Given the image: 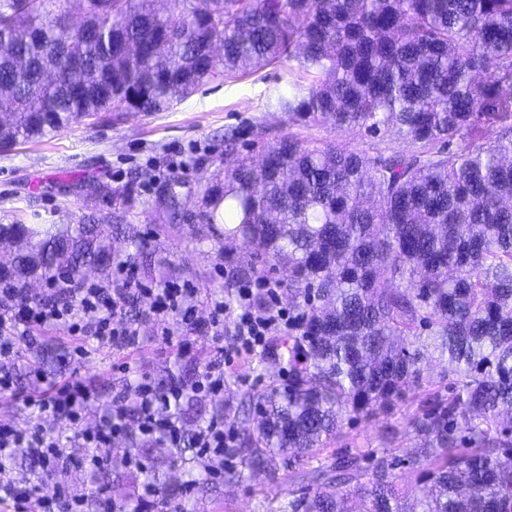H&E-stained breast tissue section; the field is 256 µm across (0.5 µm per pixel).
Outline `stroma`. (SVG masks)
Instances as JSON below:
<instances>
[{
    "label": "stroma",
    "instance_id": "1",
    "mask_svg": "<svg viewBox=\"0 0 512 512\" xmlns=\"http://www.w3.org/2000/svg\"><path fill=\"white\" fill-rule=\"evenodd\" d=\"M307 88L310 79L289 73L283 66H268L243 76L219 77L201 85L196 92L165 112L152 115L101 113L88 123L60 132L39 142L23 143L0 150V222L24 224H74L100 207L89 196L88 182L110 188H132L127 203L126 232L112 242L113 261L135 258V245L147 243L153 261H164L165 280L135 269L138 282L150 288L160 283L184 285L197 291L194 326L180 317L157 321L149 312L150 299L141 295L132 300L130 316L136 317L139 343L79 358L74 350L79 338L55 326L38 328L43 343H54L58 356L46 371L56 382L82 380L92 390L106 386L111 397L133 399L129 372L158 381L166 371L194 366L200 354L209 364H223L224 392L199 394L204 404L219 401L235 410L239 392L263 389L270 381L288 377L286 364L262 363L256 354L222 355L210 318L209 298L224 292V271L231 266L253 264L250 251L233 248L223 252L214 246L211 229L198 223L195 215L205 189L214 184L225 159L224 132L236 130L240 156H258L264 146L294 131L301 137L326 138L350 144L366 154H374L379 142L356 128L291 127L287 113L275 110L270 101L289 83ZM150 168L153 182L130 186L133 171ZM181 181L184 217L178 226L164 229L161 217L168 180ZM171 333L162 342L161 329ZM414 431L402 411L375 412L344 422L335 441L339 448H380L387 446L404 454L414 451ZM243 478L233 485H218L215 498L196 490L172 488V496L188 503L192 512H266L286 500L287 483L271 481L264 474L243 470Z\"/></svg>",
    "mask_w": 512,
    "mask_h": 512
}]
</instances>
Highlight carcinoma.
<instances>
[{
	"instance_id": "carcinoma-1",
	"label": "carcinoma",
	"mask_w": 512,
	"mask_h": 512,
	"mask_svg": "<svg viewBox=\"0 0 512 512\" xmlns=\"http://www.w3.org/2000/svg\"><path fill=\"white\" fill-rule=\"evenodd\" d=\"M0 0V149L101 112H164L217 76L288 64L312 77L275 106L303 126L358 128L369 156L288 133L239 159L199 221L288 267L300 322L259 361L288 380L241 395L225 454L288 500L270 512H512V0ZM77 224L0 223V278L25 286L110 275L121 192ZM180 183L166 188L179 221ZM224 228H218V225ZM265 274L226 272L228 285ZM448 356V385L422 366ZM395 407L420 451L331 449L343 422ZM204 424L224 415L194 398ZM187 446L130 430L127 449L169 512ZM400 475H393L394 469ZM431 487L418 496L419 473ZM89 481L122 503L138 486L105 464Z\"/></svg>"
}]
</instances>
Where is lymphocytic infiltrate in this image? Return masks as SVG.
<instances>
[{
	"mask_svg": "<svg viewBox=\"0 0 512 512\" xmlns=\"http://www.w3.org/2000/svg\"><path fill=\"white\" fill-rule=\"evenodd\" d=\"M126 265H118L109 279L98 282L47 279L40 301L26 302L27 290L21 284H0V393L14 390L11 367L23 352L39 342L36 328L47 325L62 327L69 335L90 339L101 347L123 348L135 344L138 330L124 320L123 308L130 298L142 294ZM152 314L167 317L179 315L186 325L194 323V290L171 284L150 289ZM251 286H241L236 295L238 313L234 321V351H251L262 346L267 337L287 331L294 319L288 310L277 307L262 316L249 308ZM224 390V369L212 367L191 387L181 385L162 390L148 378L135 387L138 405L137 431L144 437L164 439L167 447H180L184 430L180 419L167 413L171 404L181 402L188 394ZM90 392L77 379L52 384L49 392L25 397L33 412L27 427L0 423V473L12 470L17 453H25L40 469L43 478L11 479L0 483V503L10 512H83L81 499L62 485H47L45 478L83 464L98 467L97 449L110 446L124 434L128 420L123 398L113 400L107 416L94 429L83 428ZM73 425L72 435L64 437L56 430L58 421ZM235 431L223 418L210 419L197 432V458L206 473L218 474L224 468V450L230 447Z\"/></svg>",
	"mask_w": 512,
	"mask_h": 512,
	"instance_id": "f902f5d3",
	"label": "lymphocytic infiltrate"
}]
</instances>
